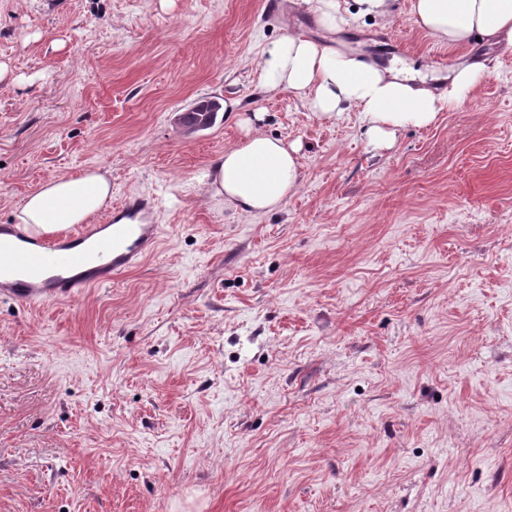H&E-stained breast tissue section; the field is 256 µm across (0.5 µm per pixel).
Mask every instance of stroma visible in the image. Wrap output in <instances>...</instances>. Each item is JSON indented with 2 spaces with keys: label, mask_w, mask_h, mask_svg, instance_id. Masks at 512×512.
Segmentation results:
<instances>
[{
  "label": "stroma",
  "mask_w": 512,
  "mask_h": 512,
  "mask_svg": "<svg viewBox=\"0 0 512 512\" xmlns=\"http://www.w3.org/2000/svg\"><path fill=\"white\" fill-rule=\"evenodd\" d=\"M0 0V224L46 179L154 196L162 244L111 284L0 300V512H512V51L388 21L331 33L304 0ZM301 33L447 93L375 148L258 83ZM235 100L189 134L176 116ZM261 114L300 148L281 211L203 168ZM491 74L488 67L480 63L461 61L448 75L450 89L448 102L469 92L481 79Z\"/></svg>",
  "instance_id": "35a3bbf8"
}]
</instances>
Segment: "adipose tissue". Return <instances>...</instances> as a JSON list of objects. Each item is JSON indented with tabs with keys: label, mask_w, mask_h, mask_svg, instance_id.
I'll use <instances>...</instances> for the list:
<instances>
[{
	"label": "adipose tissue",
	"mask_w": 512,
	"mask_h": 512,
	"mask_svg": "<svg viewBox=\"0 0 512 512\" xmlns=\"http://www.w3.org/2000/svg\"><path fill=\"white\" fill-rule=\"evenodd\" d=\"M309 2L330 31L367 17L386 20L392 12V0H355L353 12L339 0ZM410 14L418 28L449 49L466 47L476 34L512 48V0H412ZM489 74L483 64L460 62L449 74L447 96L441 97L415 85L404 70L382 68L293 33L264 49L258 63L265 91H287L321 117H338L345 103L357 106L361 127L378 144L390 143L397 129L433 124L446 99L465 95ZM199 181L226 207L264 215L280 209L297 189L299 149L251 126L239 144L209 163ZM111 197L112 185L99 171L54 176L27 195L16 221L33 237L60 233L93 222Z\"/></svg>",
	"instance_id": "adipose-tissue-1"
}]
</instances>
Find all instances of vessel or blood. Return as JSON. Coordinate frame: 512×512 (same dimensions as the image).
<instances>
[{
  "mask_svg": "<svg viewBox=\"0 0 512 512\" xmlns=\"http://www.w3.org/2000/svg\"><path fill=\"white\" fill-rule=\"evenodd\" d=\"M161 234L154 199L133 195L113 207L106 223L53 239L0 224V298L29 305L73 299L138 267L158 251Z\"/></svg>",
  "mask_w": 512,
  "mask_h": 512,
  "instance_id": "1",
  "label": "vessel or blood"
}]
</instances>
